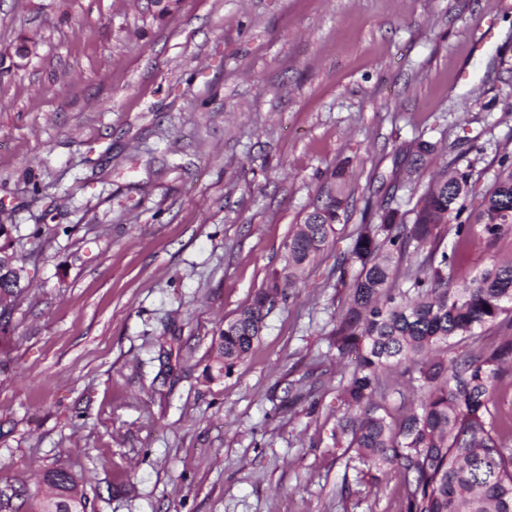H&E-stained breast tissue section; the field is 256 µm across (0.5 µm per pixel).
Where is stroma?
Wrapping results in <instances>:
<instances>
[{
  "label": "stroma",
  "instance_id": "obj_1",
  "mask_svg": "<svg viewBox=\"0 0 512 512\" xmlns=\"http://www.w3.org/2000/svg\"><path fill=\"white\" fill-rule=\"evenodd\" d=\"M505 156L512 0H0V224L25 285L0 332V488L63 465L87 512H398L397 478L371 487L332 437L336 259L383 180L405 212L449 170L487 191ZM336 167L334 244L209 380L219 326ZM443 235L456 281L512 263V229Z\"/></svg>",
  "mask_w": 512,
  "mask_h": 512
}]
</instances>
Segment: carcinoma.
Returning a JSON list of instances; mask_svg holds the SVG:
<instances>
[{"mask_svg":"<svg viewBox=\"0 0 512 512\" xmlns=\"http://www.w3.org/2000/svg\"><path fill=\"white\" fill-rule=\"evenodd\" d=\"M470 175L456 172L428 188L404 221L397 207L379 211V223L362 224L339 261L337 283L348 286L346 312L331 333L336 358H355L336 396L346 411L336 420V444L346 443L377 484L392 474L401 487L400 512H512V417L496 419L502 369L512 365V336L493 348L475 346L453 356L430 357L454 337L480 336L501 316L512 324V264L493 266L470 283L454 281L456 252L439 250L440 226L454 219L458 242L471 240V225L485 241L512 227V162L500 161L493 186L469 210ZM345 211L340 194L315 204L285 243L286 257L250 303L218 329L212 365L230 372L253 348L264 319L286 300L284 287L303 281L308 266L329 245ZM467 217H462L463 213ZM430 245L425 269L396 289L397 263ZM11 229L0 224V302L24 287ZM358 271L346 282L348 268ZM402 365L418 384L419 404L392 416L376 402L381 373ZM46 489L31 497L20 485L0 491V512H86V497L65 466L44 471ZM20 500L14 505L13 500Z\"/></svg>","mask_w":512,"mask_h":512,"instance_id":"cac0c4a2","label":"carcinoma"}]
</instances>
